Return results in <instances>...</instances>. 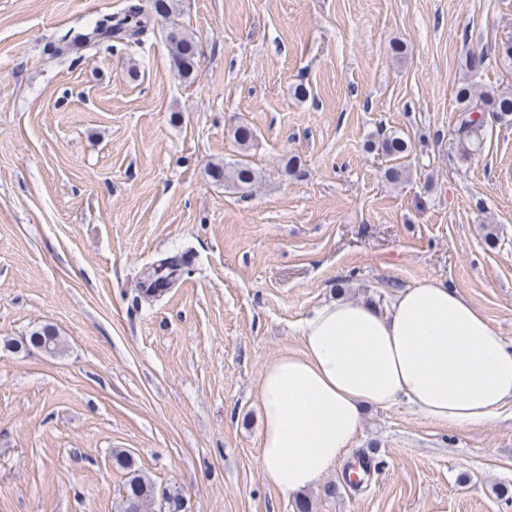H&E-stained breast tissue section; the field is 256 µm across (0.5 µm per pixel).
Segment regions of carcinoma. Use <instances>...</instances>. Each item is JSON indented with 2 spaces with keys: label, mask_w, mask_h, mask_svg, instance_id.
<instances>
[{
  "label": "carcinoma",
  "mask_w": 512,
  "mask_h": 512,
  "mask_svg": "<svg viewBox=\"0 0 512 512\" xmlns=\"http://www.w3.org/2000/svg\"><path fill=\"white\" fill-rule=\"evenodd\" d=\"M172 11L169 0H154L152 11H146L136 0L128 3L126 8L116 14H109L97 20L94 25L81 34L82 43L92 47L106 46L110 49L115 43L126 46L136 45L141 37L155 23L156 17H166ZM170 55L180 77L190 78L197 66V44L191 32L178 23L171 24L166 34ZM456 99L460 106L459 124L456 129L458 147L461 155L467 156L482 148L483 139L479 132L484 126L486 114H491L499 121H512V93L500 92L496 89L479 90L475 85L463 83L457 90ZM377 150L395 161V165L389 167L385 177L397 182L401 180L405 168L400 160L409 155L408 142L394 133L379 138ZM210 176L217 182L231 185L241 191L249 189L254 180L255 173L248 164L237 166H224L215 164L211 166ZM168 271L154 277L143 273V297L148 300L158 297L166 292V286L175 281L180 263L174 257H167ZM28 343L40 348L49 354H55L61 349L60 337L49 327L32 331ZM112 462L119 469L128 471L129 478L124 484L123 495L126 499L120 500V510H125V500L135 504V512H160L159 500L166 502V512H183L184 499L177 491H165L160 495L155 483L132 470L130 458L122 451L112 452Z\"/></svg>",
  "instance_id": "carcinoma-1"
}]
</instances>
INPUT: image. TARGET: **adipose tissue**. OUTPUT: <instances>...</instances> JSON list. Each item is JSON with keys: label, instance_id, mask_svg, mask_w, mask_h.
I'll use <instances>...</instances> for the list:
<instances>
[{"label": "adipose tissue", "instance_id": "ef3b65f1", "mask_svg": "<svg viewBox=\"0 0 512 512\" xmlns=\"http://www.w3.org/2000/svg\"><path fill=\"white\" fill-rule=\"evenodd\" d=\"M303 349L264 370L259 461L281 492L314 487L352 448L365 407L401 403L449 426L481 427L512 405V341L430 278L389 307L336 299L302 325Z\"/></svg>", "mask_w": 512, "mask_h": 512}]
</instances>
